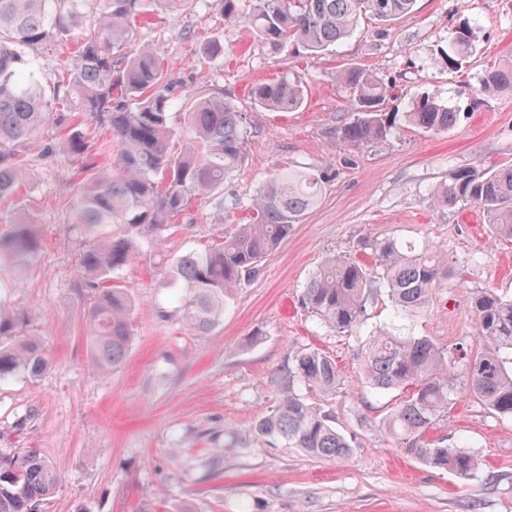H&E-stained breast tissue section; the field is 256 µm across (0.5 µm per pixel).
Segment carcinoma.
Here are the masks:
<instances>
[{"instance_id":"cac0c4a2","label":"carcinoma","mask_w":512,"mask_h":512,"mask_svg":"<svg viewBox=\"0 0 512 512\" xmlns=\"http://www.w3.org/2000/svg\"><path fill=\"white\" fill-rule=\"evenodd\" d=\"M85 0H0V204L13 198L26 177L28 151L41 140V154L63 151L85 160V177L67 202L70 230L79 246L81 286L89 292L85 339L97 372L120 367L132 336L134 299L118 281L141 243L161 239L185 217L197 199L224 201V182L241 166L251 134L243 113L219 93L199 94L186 112L185 147L173 153L169 140L171 79L147 45L130 49L134 31L148 16V0H96L93 23L80 42L65 79L46 89L35 78L29 52L83 24ZM416 0H253L248 15L241 0H224V20L247 19L257 36L274 46L298 44L323 51L348 37L359 20L391 22L413 10ZM472 30L454 32L448 65L473 52ZM337 84L349 92L350 116L337 131L339 145L364 148L390 134L382 105L387 88L367 70L344 66ZM512 86V59L490 68L482 91ZM264 111H295L305 101L302 86L286 77L254 87ZM458 110L430 97L413 105L408 119L442 133L453 127ZM112 134L116 154L107 165L92 160L82 120ZM321 180L313 171L285 167L256 192L249 223L201 249L175 258L172 279L184 292V328L208 335L223 319L228 297L256 277L261 263L293 225L314 209ZM439 207L473 202L483 210L492 234L512 240V164L465 166L434 193ZM43 248L35 221L22 213L0 229V267L28 268ZM395 318L417 316L433 291L450 278L448 263L423 250L408 252L396 241L374 244ZM373 296L367 269L329 256L309 277L302 304L326 327L339 332L362 328ZM478 329V347L468 361L472 393L495 413L512 418V300L491 292L469 298ZM25 316L0 302V382L46 370L40 342L23 334ZM362 370L378 391L402 390L404 398L382 428L403 451L432 468L472 475L478 460L447 439L429 433L452 404L455 373L447 352L425 336L404 335L394 326L370 333L362 346ZM340 384L336 360L317 348L296 352L275 406L254 425L261 445L283 443L325 459L346 460L353 441L333 418L307 397L333 394ZM58 485L50 462L36 448L14 454L0 450V512H32L47 505Z\"/></svg>"}]
</instances>
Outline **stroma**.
I'll return each instance as SVG.
<instances>
[{"mask_svg":"<svg viewBox=\"0 0 512 512\" xmlns=\"http://www.w3.org/2000/svg\"><path fill=\"white\" fill-rule=\"evenodd\" d=\"M463 24L474 31L475 51L452 69L448 43ZM82 35L77 28L38 47L43 84L72 63ZM134 41L151 46L173 74V150L200 91L222 90L252 133L224 184L223 207L195 201L191 220L166 232L162 251L142 244L120 272L137 301L134 336L125 363L108 377L90 363L81 325L88 294L67 226L65 204L83 160L31 148L28 180L0 208V224L30 213L44 247L24 274L0 270V299L25 313V331L41 337L49 367L0 384V448H37L52 463L59 483L44 512H512V419L476 398L467 378L477 344L468 298L487 290L512 298V242L490 238L478 205L440 209L432 197L457 168L512 163V90L481 91L486 70L512 57V0H417L394 24L365 21L322 53L276 47L246 22H225L222 0H178L155 7ZM213 41L223 56L206 55ZM343 65L385 83V109L397 115L391 135L361 149L337 143L348 116V95L336 85ZM282 76L304 86L305 105L258 111L252 87ZM427 96L459 110L448 131L428 133L405 120L411 103ZM286 165L320 174L318 206L227 300L209 335H188L167 286L172 258L246 223L257 189ZM393 238L442 253L452 276L424 312L399 322L375 280L363 329L394 323L447 349L454 404L432 435L476 456L474 475L433 469L399 451L381 430L398 392L373 390L361 371L360 339L324 327L301 305L326 256L372 270L374 243ZM309 347L331 355L340 371L335 393L314 401L355 442L342 462L253 441L291 355Z\"/></svg>","mask_w":512,"mask_h":512,"instance_id":"obj_1","label":"stroma"}]
</instances>
